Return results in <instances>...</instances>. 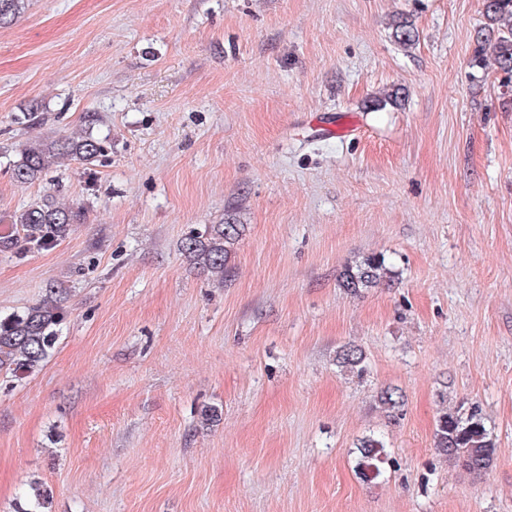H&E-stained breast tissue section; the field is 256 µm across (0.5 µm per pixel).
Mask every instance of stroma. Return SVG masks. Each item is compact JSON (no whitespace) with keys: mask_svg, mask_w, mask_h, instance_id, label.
I'll return each mask as SVG.
<instances>
[{"mask_svg":"<svg viewBox=\"0 0 512 512\" xmlns=\"http://www.w3.org/2000/svg\"><path fill=\"white\" fill-rule=\"evenodd\" d=\"M484 23L483 0H27L0 25V230L43 196L87 212L0 253V315L50 289L67 313L38 371L0 373V512L34 480L49 512H512V83L474 61ZM85 129L106 160L11 180L18 142ZM227 221L218 279L181 241ZM372 256L392 278L350 294ZM445 404L480 408L483 476L435 449ZM363 353L357 346L349 345L337 352L336 362L343 371L359 376L363 371ZM359 453L357 468L365 475L364 471L376 473V477L381 475L379 464L384 463L386 456L384 442L374 436H366L359 440L356 447Z\"/></svg>","mask_w":512,"mask_h":512,"instance_id":"obj_1","label":"stroma"}]
</instances>
